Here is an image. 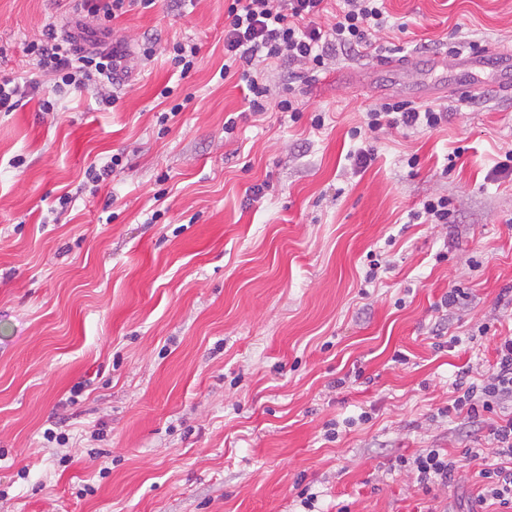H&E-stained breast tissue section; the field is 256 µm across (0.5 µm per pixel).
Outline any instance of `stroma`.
I'll return each instance as SVG.
<instances>
[{
	"label": "stroma",
	"instance_id": "35a3bbf8",
	"mask_svg": "<svg viewBox=\"0 0 512 512\" xmlns=\"http://www.w3.org/2000/svg\"><path fill=\"white\" fill-rule=\"evenodd\" d=\"M385 6L410 66L271 65L272 88L301 79L290 114L249 111L220 77L225 0H157L106 28L82 0H0V75L37 74L26 47L50 26L128 63L115 108L83 89L43 111L45 78L0 112V512H303L305 488L317 512H469L480 461L428 494L390 462L489 433L441 410L512 336V180L488 178L512 150V94L478 72L475 95L429 100L441 128L380 131L360 171L351 156L368 110L456 79L450 46L512 47V0ZM176 42L198 48L185 77ZM428 196L449 223L411 222ZM456 286L465 299L441 307Z\"/></svg>",
	"mask_w": 512,
	"mask_h": 512
}]
</instances>
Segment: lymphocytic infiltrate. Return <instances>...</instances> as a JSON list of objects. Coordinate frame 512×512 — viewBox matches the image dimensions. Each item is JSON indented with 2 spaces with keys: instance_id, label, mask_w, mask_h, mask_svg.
<instances>
[{
  "instance_id": "1",
  "label": "lymphocytic infiltrate",
  "mask_w": 512,
  "mask_h": 512,
  "mask_svg": "<svg viewBox=\"0 0 512 512\" xmlns=\"http://www.w3.org/2000/svg\"><path fill=\"white\" fill-rule=\"evenodd\" d=\"M327 2L228 0L223 74L245 84L252 111H264L270 95L261 65L285 60L318 72L327 68L338 53L359 58L392 52L391 42L379 38L389 22L384 0H341L333 22L325 25L321 19ZM27 50L36 57L41 75L50 77L57 93L93 88L101 92L105 105L117 103V95L107 86L123 69V56L58 39L51 29L42 39L31 42ZM447 121L448 113L441 109H421L405 101L386 102L367 112L364 132L370 138L383 129L435 130ZM453 389L455 397L448 413L470 422L492 415V448L468 445L459 458L444 448H422L409 456H397L393 465L411 474L428 493L461 480V459L483 460L478 472L480 501L495 500L512 512V412L504 410L505 403L512 402V337L500 341L495 363L480 370L476 381L459 377Z\"/></svg>"
}]
</instances>
